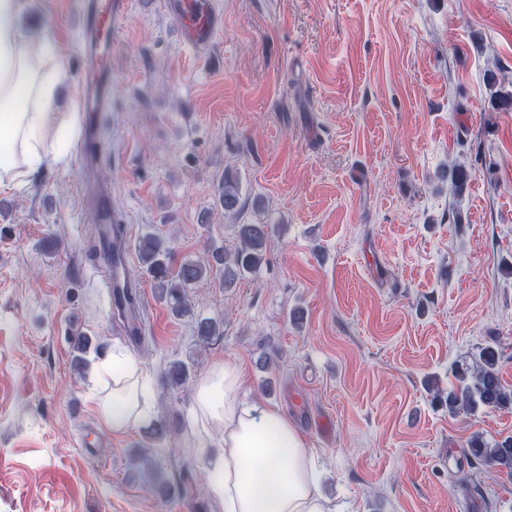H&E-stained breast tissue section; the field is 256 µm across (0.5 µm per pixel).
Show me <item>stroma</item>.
Listing matches in <instances>:
<instances>
[{"mask_svg":"<svg viewBox=\"0 0 512 512\" xmlns=\"http://www.w3.org/2000/svg\"><path fill=\"white\" fill-rule=\"evenodd\" d=\"M81 2L31 0L23 16L54 39L71 107ZM161 2L129 0L100 117L144 344L118 334L84 258L78 138L64 164L0 190V512H222L197 489L222 429L193 408L227 362L248 402L287 413L341 512H512V471L467 456L512 436V409L447 400L489 345L512 389V0H218L209 59ZM242 224L268 227L260 266L229 287L213 272L174 316L140 238H166L176 270L209 242L234 251ZM202 319L220 339L198 336ZM75 329L94 345L83 373ZM116 351L153 394L124 433L97 413L94 368ZM175 361L191 377L173 393ZM142 454L160 474L134 469Z\"/></svg>","mask_w":512,"mask_h":512,"instance_id":"stroma-1","label":"stroma"}]
</instances>
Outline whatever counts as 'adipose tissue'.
Masks as SVG:
<instances>
[{"instance_id":"ef3b65f1","label":"adipose tissue","mask_w":512,"mask_h":512,"mask_svg":"<svg viewBox=\"0 0 512 512\" xmlns=\"http://www.w3.org/2000/svg\"><path fill=\"white\" fill-rule=\"evenodd\" d=\"M28 0H0V187L56 163L62 156L47 129L62 131L67 72L48 32L22 23ZM99 380H111L112 397L97 410L114 432L150 418L151 400L129 357L102 362ZM240 365L215 367L197 386L196 415L223 430L208 467V491L224 512H335L316 479L313 456L288 417L274 407L246 405Z\"/></svg>"}]
</instances>
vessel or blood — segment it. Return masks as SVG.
I'll list each match as a JSON object with an SVG mask.
<instances>
[{"mask_svg":"<svg viewBox=\"0 0 512 512\" xmlns=\"http://www.w3.org/2000/svg\"><path fill=\"white\" fill-rule=\"evenodd\" d=\"M163 8L175 21L186 46L202 56L212 53L224 29V15L215 0H163ZM127 12L128 0H82L78 24L84 80L79 101L82 146L76 167L82 177V198L94 205L98 220L105 224H121L125 218L112 209L110 186L89 180V172L102 163L104 150L99 147L91 153L87 146L95 137L97 117L112 107V45L117 25Z\"/></svg>","mask_w":512,"mask_h":512,"instance_id":"1","label":"vessel or blood"}]
</instances>
